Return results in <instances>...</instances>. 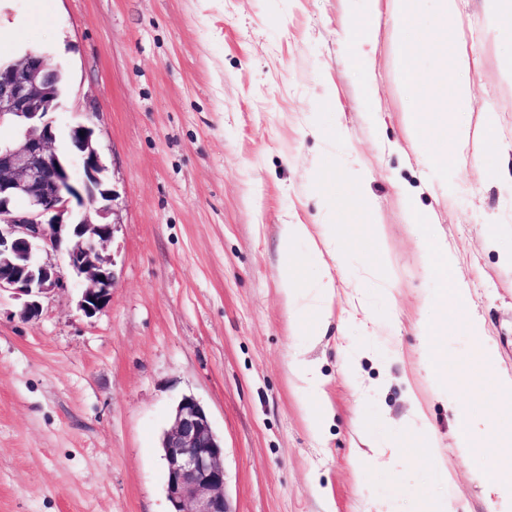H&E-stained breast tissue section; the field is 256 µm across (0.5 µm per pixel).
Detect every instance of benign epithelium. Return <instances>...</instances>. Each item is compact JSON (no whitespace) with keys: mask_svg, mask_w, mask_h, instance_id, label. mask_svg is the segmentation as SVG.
<instances>
[{"mask_svg":"<svg viewBox=\"0 0 512 512\" xmlns=\"http://www.w3.org/2000/svg\"><path fill=\"white\" fill-rule=\"evenodd\" d=\"M59 70L33 52L0 62V125L15 128L0 138V293L24 299L25 318L38 316L42 298L63 286L53 253H65L87 317L107 306L116 284L114 262L103 254L116 227L107 221L116 193L101 178L91 128L72 127L65 150L56 148ZM161 450L172 512H234L223 443L195 397L178 402Z\"/></svg>","mask_w":512,"mask_h":512,"instance_id":"obj_1","label":"benign epithelium"}]
</instances>
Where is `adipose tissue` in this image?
Instances as JSON below:
<instances>
[{
  "label": "adipose tissue",
  "instance_id": "ef3b65f1",
  "mask_svg": "<svg viewBox=\"0 0 512 512\" xmlns=\"http://www.w3.org/2000/svg\"><path fill=\"white\" fill-rule=\"evenodd\" d=\"M367 2V12L349 25L343 34V40L350 48L353 67L363 78L371 77L379 20L382 13H389L394 32L396 64L404 90L411 99L410 108L404 114L411 147L424 164L436 169L444 171L449 165H461L472 136L467 115L472 110L474 99L471 73L478 63L472 34L463 13L465 0H427L431 6L436 31V38L431 42L421 34V16L419 11L413 10V0ZM431 54L446 58L448 77L442 84L437 103L429 107L421 97L428 76L421 69L419 59ZM432 125L447 130L448 142L445 146L431 148L427 130ZM431 221V215L421 216L417 226L418 241L426 266L435 276L440 292L453 295L454 310L448 320H421L420 359L427 366L434 395L442 400H452L448 375L441 361L445 346L440 341V336L447 330L449 323L460 325L468 335L480 337L479 361L485 369L495 368L499 353L495 345L484 339V325L470 307L466 284L453 278L456 255L447 242L431 234ZM452 402L457 423L456 446L462 456H469L479 450L494 459L512 456V425L494 431L488 430L485 420L466 404ZM404 426L416 431L420 438L419 445L390 450L375 444L366 451V458L386 468L393 467L398 459L408 456L418 459L435 458V443L432 435L428 433L427 414L418 401H411Z\"/></svg>",
  "mask_w": 512,
  "mask_h": 512
}]
</instances>
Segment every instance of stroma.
<instances>
[{
    "instance_id": "stroma-1",
    "label": "stroma",
    "mask_w": 512,
    "mask_h": 512,
    "mask_svg": "<svg viewBox=\"0 0 512 512\" xmlns=\"http://www.w3.org/2000/svg\"><path fill=\"white\" fill-rule=\"evenodd\" d=\"M366 0H0V14L27 19L16 47L62 65L67 92L55 115L57 145L72 125L93 130L104 177L117 193L118 224L106 252L116 285L93 317L80 289L42 300L38 317L0 294V512H171L160 436L185 395L206 408L224 443L233 512H490L474 471L494 461L460 456L456 422L433 398L417 360L420 315L443 316L397 182L436 212L434 234L458 257L457 277L512 374V269L487 244L512 229V184L491 179L512 148V57L496 40L497 13L471 0L481 56L473 75L479 109L499 120L498 146L470 143L477 166L454 207L437 203L407 143L392 33L382 28L375 79L364 84L346 55L343 30ZM380 109L379 123L369 114ZM344 123L346 139L334 135ZM358 155L367 181L349 175ZM326 196L346 244L329 316L298 320L281 281L286 253L315 295L327 253L306 243L283 250L288 218L322 221ZM384 228L392 278L369 275L364 199ZM370 313L375 333L341 324L342 310ZM455 394L472 399L487 425L498 408L495 373L473 368L478 342L456 328L443 338ZM379 387L360 399L345 345ZM315 363L319 395L303 389L294 351ZM498 370V371H499ZM423 404L438 441L434 465L406 460L386 471L352 460L374 442L409 444L396 428L410 397ZM331 412L323 435L314 414ZM448 469L445 490L433 467Z\"/></svg>"
}]
</instances>
